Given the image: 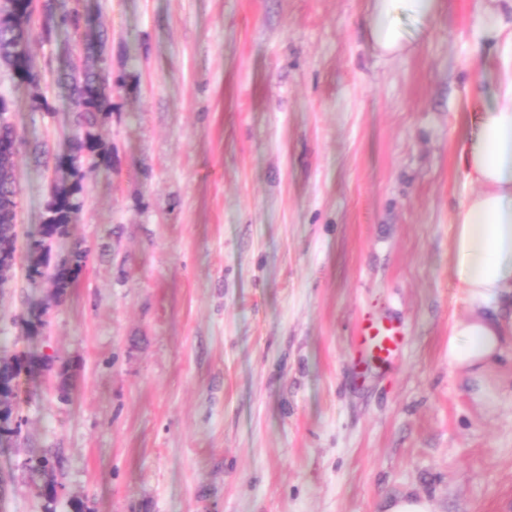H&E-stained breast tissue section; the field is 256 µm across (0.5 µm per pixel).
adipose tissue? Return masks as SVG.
<instances>
[{
	"instance_id": "ef3b65f1",
	"label": "adipose tissue",
	"mask_w": 512,
	"mask_h": 512,
	"mask_svg": "<svg viewBox=\"0 0 512 512\" xmlns=\"http://www.w3.org/2000/svg\"><path fill=\"white\" fill-rule=\"evenodd\" d=\"M486 0L477 17L479 38L504 45L493 102L480 113L477 130L459 143V174L476 191L460 203L454 216L455 274L467 293L468 313L448 333V366L473 388L477 402L494 393L486 376L512 344V27ZM439 0H371L367 21L382 54L396 56L412 38L397 20L399 13L424 22Z\"/></svg>"
}]
</instances>
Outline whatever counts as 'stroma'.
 I'll return each instance as SVG.
<instances>
[{
	"instance_id": "35a3bbf8",
	"label": "stroma",
	"mask_w": 512,
	"mask_h": 512,
	"mask_svg": "<svg viewBox=\"0 0 512 512\" xmlns=\"http://www.w3.org/2000/svg\"><path fill=\"white\" fill-rule=\"evenodd\" d=\"M368 5L82 0L92 21L66 42L107 39L112 166L85 169L83 208L49 243L88 251L59 300L26 268L54 178L34 150L81 132L55 83L62 42L33 36L38 87L0 72L20 186L0 355L53 358L17 380L0 512H383L405 492L512 512V348L490 406L448 367L468 308L454 212L475 191L457 145L498 53L477 44L481 0L402 17L416 39L398 58L373 49ZM368 314L406 343L361 380ZM43 448L61 458L52 503L25 470Z\"/></svg>"
}]
</instances>
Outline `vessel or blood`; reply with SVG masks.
I'll return each mask as SVG.
<instances>
[{"mask_svg": "<svg viewBox=\"0 0 512 512\" xmlns=\"http://www.w3.org/2000/svg\"><path fill=\"white\" fill-rule=\"evenodd\" d=\"M403 345L402 329L394 320L376 316L362 318L355 330L351 354L356 374L364 375L376 361L386 364L396 362Z\"/></svg>", "mask_w": 512, "mask_h": 512, "instance_id": "b4317fda", "label": "vessel or blood"}]
</instances>
